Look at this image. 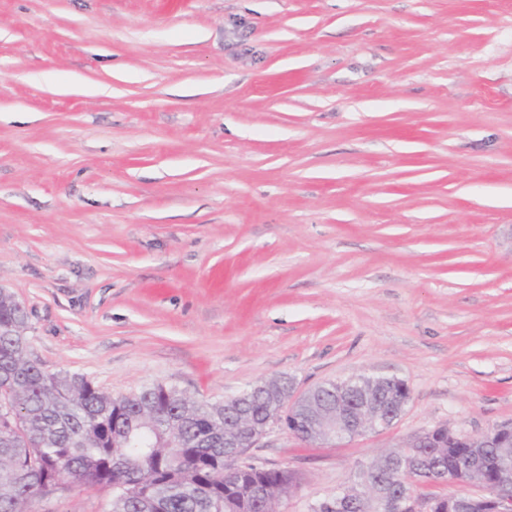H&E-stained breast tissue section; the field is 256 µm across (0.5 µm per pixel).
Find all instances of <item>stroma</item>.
Returning a JSON list of instances; mask_svg holds the SVG:
<instances>
[{
    "label": "stroma",
    "instance_id": "stroma-1",
    "mask_svg": "<svg viewBox=\"0 0 512 512\" xmlns=\"http://www.w3.org/2000/svg\"><path fill=\"white\" fill-rule=\"evenodd\" d=\"M0 288L115 397L403 380L389 428L250 449L280 512L512 426V0H0Z\"/></svg>",
    "mask_w": 512,
    "mask_h": 512
}]
</instances>
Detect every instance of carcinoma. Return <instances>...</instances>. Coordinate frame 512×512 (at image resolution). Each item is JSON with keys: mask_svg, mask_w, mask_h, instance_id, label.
I'll return each instance as SVG.
<instances>
[{"mask_svg": "<svg viewBox=\"0 0 512 512\" xmlns=\"http://www.w3.org/2000/svg\"><path fill=\"white\" fill-rule=\"evenodd\" d=\"M28 316L0 289V512H32V504L70 488L106 496L104 512H273L298 489L286 468L229 460L224 433L244 416L268 418L288 399L287 378L263 381L240 399L209 403L155 384L114 397L78 374H50L27 357ZM319 388L295 411L300 439L316 441L307 423L336 410ZM423 448H395L364 467L378 488L398 499L446 501L420 485L463 486L479 476L493 487L509 448H467L441 424Z\"/></svg>", "mask_w": 512, "mask_h": 512, "instance_id": "obj_1", "label": "carcinoma"}]
</instances>
